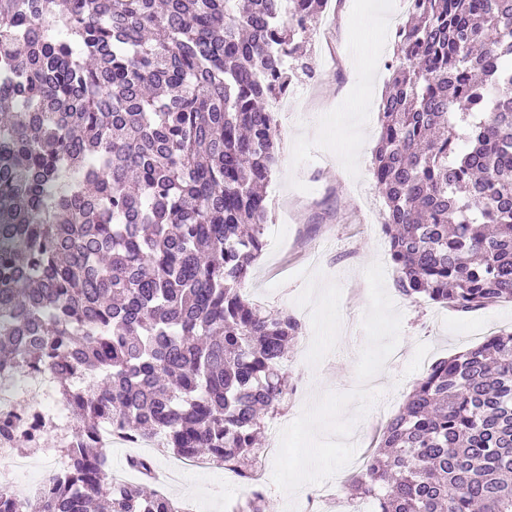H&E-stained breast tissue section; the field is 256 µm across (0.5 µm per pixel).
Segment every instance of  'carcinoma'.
<instances>
[{
  "label": "carcinoma",
  "instance_id": "cac0c4a2",
  "mask_svg": "<svg viewBox=\"0 0 512 512\" xmlns=\"http://www.w3.org/2000/svg\"><path fill=\"white\" fill-rule=\"evenodd\" d=\"M326 0H0V369L49 374L80 432L39 500L177 512L104 490L110 419L252 482L300 324L240 286L276 161L268 101L309 72ZM379 103L373 174L399 291L512 300V0H418ZM350 479L375 512H512V332L436 361Z\"/></svg>",
  "mask_w": 512,
  "mask_h": 512
}]
</instances>
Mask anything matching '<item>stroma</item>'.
<instances>
[{"label": "stroma", "instance_id": "1", "mask_svg": "<svg viewBox=\"0 0 512 512\" xmlns=\"http://www.w3.org/2000/svg\"><path fill=\"white\" fill-rule=\"evenodd\" d=\"M396 3L337 0L333 24L316 23L303 45L319 81L297 73L286 96L302 111L273 115L277 164L266 186L264 247L242 291L302 327L282 364L292 389L265 420L280 425L283 446L266 463L274 512H306L307 492L329 472L337 483L321 512H344L347 478L431 364L512 331V301L461 314L403 296L383 227L368 221L385 210L372 158L391 72L367 16L393 13ZM248 491L221 469L191 474L180 498L192 510L233 512Z\"/></svg>", "mask_w": 512, "mask_h": 512}]
</instances>
